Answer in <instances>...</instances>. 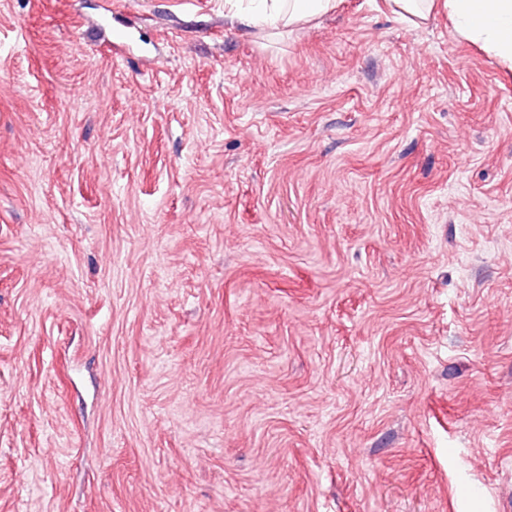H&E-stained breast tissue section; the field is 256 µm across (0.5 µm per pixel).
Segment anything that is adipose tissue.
Segmentation results:
<instances>
[{
	"label": "adipose tissue",
	"instance_id": "1",
	"mask_svg": "<svg viewBox=\"0 0 512 512\" xmlns=\"http://www.w3.org/2000/svg\"><path fill=\"white\" fill-rule=\"evenodd\" d=\"M245 21L253 26L279 28L301 23L336 6V0H249ZM398 15L424 17L442 5L459 33L482 43L503 63L512 66V0H390Z\"/></svg>",
	"mask_w": 512,
	"mask_h": 512
}]
</instances>
